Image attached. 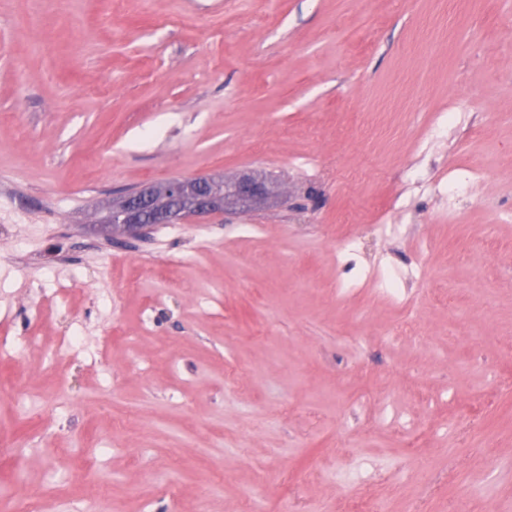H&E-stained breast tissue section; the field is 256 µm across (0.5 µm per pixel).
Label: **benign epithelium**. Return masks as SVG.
I'll list each match as a JSON object with an SVG mask.
<instances>
[{
  "label": "benign epithelium",
  "instance_id": "7a95c632",
  "mask_svg": "<svg viewBox=\"0 0 512 512\" xmlns=\"http://www.w3.org/2000/svg\"><path fill=\"white\" fill-rule=\"evenodd\" d=\"M212 183L210 176L174 177L166 182L169 206H158L155 193L150 187L137 189L125 195L118 205L121 232L146 236L150 233L149 220L154 224H181L192 218L205 224L209 218L224 213V201L216 192H206L205 186ZM265 183L251 177H242L225 187V192L242 203H253L267 194Z\"/></svg>",
  "mask_w": 512,
  "mask_h": 512
}]
</instances>
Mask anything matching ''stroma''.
I'll return each instance as SVG.
<instances>
[{
    "label": "stroma",
    "mask_w": 512,
    "mask_h": 512,
    "mask_svg": "<svg viewBox=\"0 0 512 512\" xmlns=\"http://www.w3.org/2000/svg\"><path fill=\"white\" fill-rule=\"evenodd\" d=\"M466 164L476 203L448 197ZM244 173L266 198L214 223L97 222ZM1 256L16 343L78 327L112 359L0 364L28 390L0 402V503L79 512L72 479L105 512H455L461 483L512 512V0H0ZM381 267L420 269L405 301ZM463 170L466 172L463 180L455 178L448 180V196L457 193H465L471 196L474 189L478 188L485 177V172L479 167L465 166Z\"/></svg>",
    "instance_id": "stroma-1"
}]
</instances>
